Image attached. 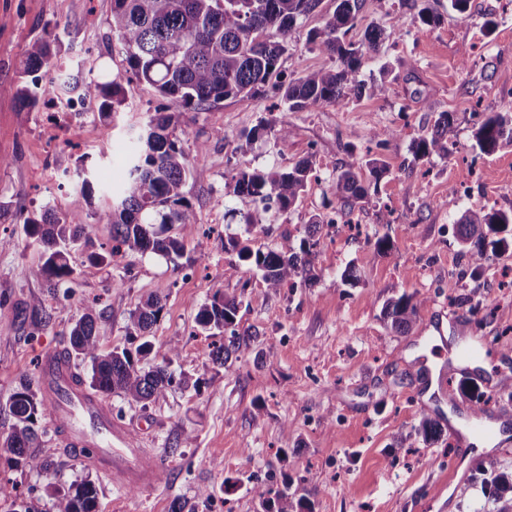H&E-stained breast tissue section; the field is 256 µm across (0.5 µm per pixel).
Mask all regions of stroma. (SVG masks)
<instances>
[{"label":"stroma","mask_w":512,"mask_h":512,"mask_svg":"<svg viewBox=\"0 0 512 512\" xmlns=\"http://www.w3.org/2000/svg\"><path fill=\"white\" fill-rule=\"evenodd\" d=\"M425 7L438 24H422ZM335 8L336 0H322L300 20L280 61L283 80L336 66L308 40ZM111 15L112 0H0V83H16L17 60L53 38L60 44L56 67L77 69L87 80L124 73ZM369 27L392 36L378 54L364 57L359 98L293 112L271 89L258 99L230 98L187 113L181 139L191 174L184 191L200 222L182 256L129 251L97 266L73 251L67 299L49 297L45 283L32 277L38 252L24 224L45 208L68 209L82 165L102 183L94 200L102 207L108 184L125 176L143 113L162 99L132 81L113 127L86 112L56 130L42 109L21 110L12 95H0V237L14 241L0 250V293L11 308L0 318V512L22 499L51 512L60 492L85 480L97 488V512H172L177 502L195 512H262L254 493L260 483L308 502L313 512H500L498 495L484 485L499 475L512 479V436L489 457L464 463L447 429L453 419L468 420L472 402L458 391L422 400L420 358L428 325L444 323L443 344L433 351L437 387L474 379L492 396L486 418L512 426V249L490 254L472 273L456 226L469 209L512 210V145L491 154L474 147L487 115L512 112V0H471L465 17L448 0H363L349 40H361ZM381 81L386 94L372 92ZM442 112L452 115L448 154L414 158V140L429 135ZM264 118L288 127L287 152L268 137L248 155L235 153L238 137ZM375 128L395 135L376 145ZM305 158L314 172L294 208L259 213L258 224L244 228L239 216L252 205L235 196L234 169H283ZM369 158L386 164L387 174L368 202L341 209L337 172ZM317 216L324 223L314 235L311 282L274 292L257 271L226 275L238 261L228 237L246 236L252 249L266 250L285 235L306 237ZM381 237L392 243L384 254L375 247ZM350 268L352 282L343 278ZM218 292L238 303V341L196 324L200 307ZM150 295L163 310L148 338L163 348L177 343L168 366L176 382L143 406L114 394L105 401L140 447L159 458L156 485L114 490L104 475L64 454L48 418L38 423L36 453L50 462L49 472L15 466L1 443L13 424L7 401L20 380L37 378L40 356L66 347L70 327L91 303L102 313L103 350L136 347L130 317ZM403 295L420 303L405 334L383 316L386 304ZM35 296L50 315L38 328L26 310ZM469 341L482 344L481 360L449 361V352ZM228 342L234 348L226 366L213 363L214 346ZM427 417L439 423L438 441L423 437ZM203 489L210 498L200 497Z\"/></svg>","instance_id":"1"}]
</instances>
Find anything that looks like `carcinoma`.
<instances>
[{
	"mask_svg": "<svg viewBox=\"0 0 512 512\" xmlns=\"http://www.w3.org/2000/svg\"><path fill=\"white\" fill-rule=\"evenodd\" d=\"M321 0H112V34L117 36L127 63V80L135 79L155 89L165 100L142 123L135 153L129 160V171L119 190L112 195V205L96 212L98 222L112 225V243L98 247L89 245L87 236L88 206L95 193L88 176L79 178L70 208L63 214L46 209L39 220L24 225L29 244L37 249L39 261L30 269L33 277L46 283L56 295L67 287L73 274L70 251L84 243L86 260L108 266L121 249L152 253L164 257L179 256L183 238L192 234L199 217L184 186L190 172L188 153L179 131L182 118L189 112H200L229 98L257 99L272 86L290 111H302L327 103L345 101L362 95L365 84L360 79L362 58L375 53L380 43L392 37L379 28L364 34L361 44L347 40L356 26L362 0H336V9L322 30L309 33L308 39L321 51L336 57L338 65L331 69L292 79L281 80L280 59L289 51L291 37L301 18L313 12ZM52 56L51 43L42 41L22 56L16 71L19 83L0 85V94L13 95L24 109H32L47 95L42 85L43 67ZM119 76L105 81H85L66 70L57 76V88L74 95L97 111L99 121L108 126L114 115L126 106L123 80ZM452 116L441 112L432 132L413 144L417 158L448 154V128ZM279 141L280 151L288 150L290 130L275 128L262 119L235 146L244 156L253 144L267 135ZM476 146L485 154L495 152L505 142H512V113H492L485 117L474 133ZM369 177L364 178L350 166L336 177V193L341 205L352 208L370 197L372 184L385 173L378 160L365 162ZM313 173L312 161L303 159L288 169L259 170L241 168L232 176L233 192L262 210L271 208L288 212L297 202ZM464 244L474 243L469 250L473 271L482 269L488 256L485 243L506 250L505 238L489 239L512 224V212L468 210L457 221ZM240 261L261 273L266 287L278 290L288 282L302 278L311 280V248L301 241L295 248L286 237L280 245L266 252L252 250L238 237L228 239ZM163 306L149 295L132 313V328L146 335L160 319ZM238 305L215 293L196 316L197 325L216 336L230 332L236 335ZM417 304L410 296L388 303L385 317L401 333L409 332L415 323ZM96 307L88 305L69 331L66 360L82 357L91 362L89 387L102 395L118 394L128 403H146L164 394L175 378L163 366L145 368L141 361L155 354L162 362L176 351L171 345L165 351H153L145 341L136 350L101 349ZM462 393L470 395L476 410H483L487 400L480 388L463 379L458 383ZM8 409L15 423L4 441L15 465L46 472L48 462L30 452L38 439V420L51 412V406L33 390L28 380L8 399ZM264 512H312L303 501L295 504L279 490L263 485L254 488ZM97 491L84 481L58 496L53 512H96Z\"/></svg>",
	"mask_w": 512,
	"mask_h": 512,
	"instance_id": "cac0c4a2",
	"label": "carcinoma"
}]
</instances>
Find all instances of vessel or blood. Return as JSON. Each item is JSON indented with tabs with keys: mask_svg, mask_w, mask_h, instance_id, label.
Listing matches in <instances>:
<instances>
[{
	"mask_svg": "<svg viewBox=\"0 0 512 512\" xmlns=\"http://www.w3.org/2000/svg\"><path fill=\"white\" fill-rule=\"evenodd\" d=\"M39 376L46 399L57 408L55 419L83 465L103 470L119 488L148 487L157 481L160 462L145 460L126 426L113 422L108 406L73 384L68 363L46 354Z\"/></svg>",
	"mask_w": 512,
	"mask_h": 512,
	"instance_id": "1",
	"label": "vessel or blood"
}]
</instances>
